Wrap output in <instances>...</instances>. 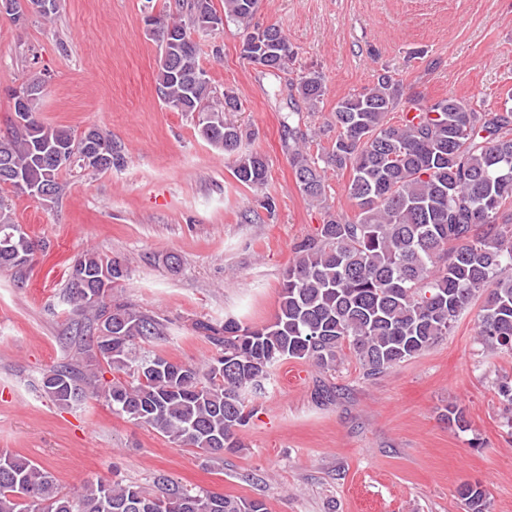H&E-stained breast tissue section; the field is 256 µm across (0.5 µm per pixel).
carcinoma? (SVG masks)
Returning <instances> with one entry per match:
<instances>
[{
	"instance_id": "cac0c4a2",
	"label": "carcinoma",
	"mask_w": 512,
	"mask_h": 512,
	"mask_svg": "<svg viewBox=\"0 0 512 512\" xmlns=\"http://www.w3.org/2000/svg\"><path fill=\"white\" fill-rule=\"evenodd\" d=\"M258 0H186L183 18L157 13L149 33L160 42L155 81L159 100L195 114L213 148L234 156L237 181L262 187L267 164L261 153L239 152L243 132L226 117L242 103L226 93L214 100L210 77L198 59L191 31L214 20L219 29L243 30L242 54L277 72L294 51L282 30L253 24ZM291 90L315 107L326 94L323 75H299ZM43 93L28 97L24 129L0 137V188L38 197L46 187L59 196L62 170L104 172L121 160L112 136L98 128L77 134L36 118ZM400 115H395L399 106ZM336 137L321 152L306 151L307 137L288 127L290 163L305 198L326 199V169L347 170L352 216L327 214L317 235L299 246L283 273L278 309L262 326L226 319L194 324L221 348L202 365L158 353H133L136 341L163 335V324L114 298L126 276L117 259L87 253L71 267L69 296L90 316L89 337L67 366L43 377L45 394L65 408L102 398L112 412L145 425L171 442L218 459L240 447L238 432L253 410L246 393L262 392L272 368L302 359L324 372L336 370L344 348L366 379L411 360L448 336L462 313L480 302L477 336L489 348L512 352V107H477L456 96L433 102L405 95L385 71L332 112ZM35 242L0 197V269L21 272L18 258ZM106 364L110 381L100 376ZM448 426L464 432V411L448 406ZM467 512H489L486 489L466 481L457 488ZM0 512H266L260 500L188 488L165 475L154 490L99 477L63 492L56 477L8 448L0 449Z\"/></svg>"
}]
</instances>
